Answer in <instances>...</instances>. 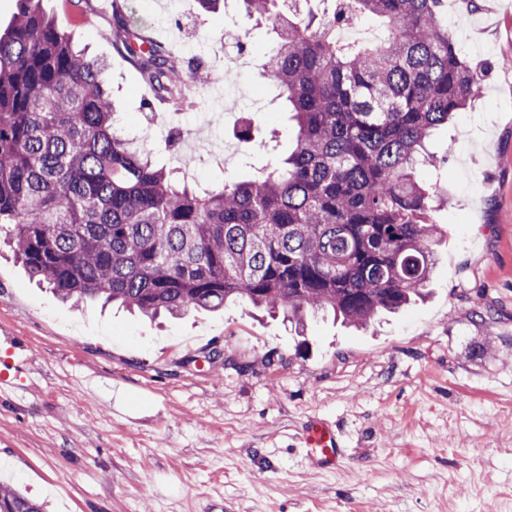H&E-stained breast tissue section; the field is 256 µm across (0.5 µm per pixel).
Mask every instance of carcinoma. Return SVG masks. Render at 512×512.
Masks as SVG:
<instances>
[{"instance_id":"obj_1","label":"carcinoma","mask_w":512,"mask_h":512,"mask_svg":"<svg viewBox=\"0 0 512 512\" xmlns=\"http://www.w3.org/2000/svg\"><path fill=\"white\" fill-rule=\"evenodd\" d=\"M0 35V224L29 277L62 300L155 317L239 302L299 327L331 313L356 328L423 295L436 260L432 133L476 98L482 73L448 29L443 0H321L301 23L280 0H242L270 23L266 57L295 122L288 155L251 180L199 190L131 148L115 126L106 64L18 0ZM116 41L157 93L188 105L183 71L202 69L128 30ZM373 16L389 35L344 44ZM0 512H44L0 486Z\"/></svg>"}]
</instances>
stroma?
Returning a JSON list of instances; mask_svg holds the SVG:
<instances>
[{"label":"stroma","instance_id":"stroma-1","mask_svg":"<svg viewBox=\"0 0 512 512\" xmlns=\"http://www.w3.org/2000/svg\"><path fill=\"white\" fill-rule=\"evenodd\" d=\"M116 2L128 29L210 66L208 83H186L184 109L160 108L117 47ZM460 2L448 0V27L483 83L431 143L446 163L423 178L446 202L428 296L365 333L314 321L303 340L242 306L153 322L73 308L1 256L0 339H15L26 383L0 393L1 476L47 512H512V0ZM41 7L104 60L118 124L156 165L215 188L292 149L261 69L275 35L239 0L209 15L196 0ZM229 30L251 47L230 93ZM175 127L187 134L171 151ZM215 348L226 359L205 362ZM315 417L347 443L337 471L310 468L297 446Z\"/></svg>","mask_w":512,"mask_h":512}]
</instances>
